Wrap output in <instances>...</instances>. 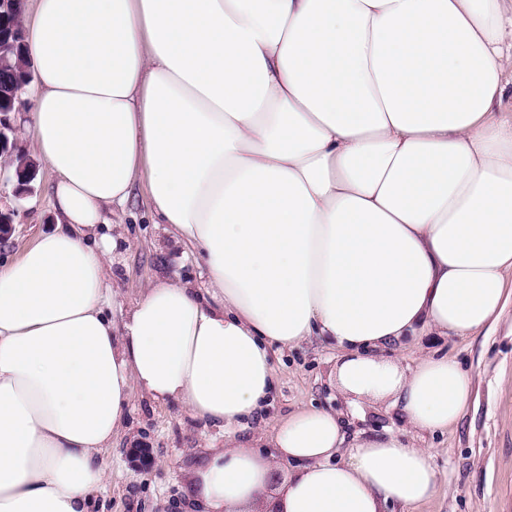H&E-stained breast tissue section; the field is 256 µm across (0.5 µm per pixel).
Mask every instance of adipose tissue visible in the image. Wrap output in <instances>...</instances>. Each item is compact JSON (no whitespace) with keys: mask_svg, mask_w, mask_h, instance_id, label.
<instances>
[{"mask_svg":"<svg viewBox=\"0 0 512 512\" xmlns=\"http://www.w3.org/2000/svg\"><path fill=\"white\" fill-rule=\"evenodd\" d=\"M24 110L53 230L0 265V512H89L133 395L224 445L185 512H414L474 377L406 337L489 331L512 300V0H32ZM142 189L206 282L131 306L106 214ZM338 352L351 413L258 423L273 354ZM288 476L275 482L279 463ZM350 429L354 432L364 431L366 434L382 432L384 429H404L401 419L396 411L387 409L384 405H376L366 409L364 418L349 416Z\"/></svg>","mask_w":512,"mask_h":512,"instance_id":"1","label":"adipose tissue"}]
</instances>
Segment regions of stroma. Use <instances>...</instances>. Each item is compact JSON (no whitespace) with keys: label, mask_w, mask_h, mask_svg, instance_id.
Listing matches in <instances>:
<instances>
[{"label":"stroma","mask_w":512,"mask_h":512,"mask_svg":"<svg viewBox=\"0 0 512 512\" xmlns=\"http://www.w3.org/2000/svg\"><path fill=\"white\" fill-rule=\"evenodd\" d=\"M52 175L38 168L31 193L0 197V210L11 213L12 228L0 237V260L19 258L38 235L50 231L55 217L46 186ZM130 240L112 265V278L125 301H134L148 280L168 278L193 285L202 281V263L153 223L145 194L114 214ZM468 369L475 401L459 422L435 436L415 434V442L436 451V464L448 481L416 512H512V303L485 336L437 339ZM337 352L319 341L279 354L277 382L261 424L272 428L303 407L340 409L334 367ZM218 431L175 405L158 406L134 397L127 434L113 441L102 460L111 475L93 512H179L184 476L202 459L208 444H221ZM150 451L151 465L140 470L131 461L134 448Z\"/></svg>","instance_id":"stroma-1"}]
</instances>
